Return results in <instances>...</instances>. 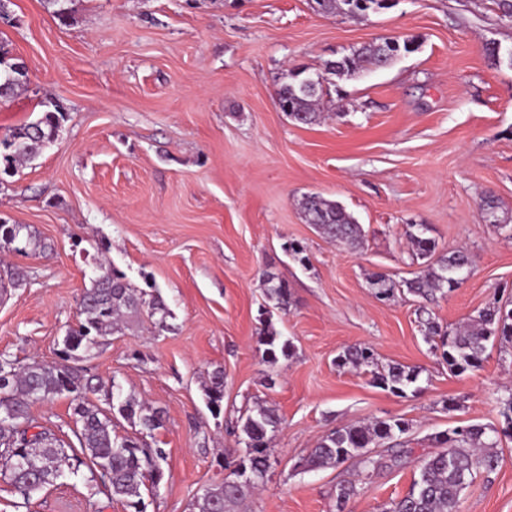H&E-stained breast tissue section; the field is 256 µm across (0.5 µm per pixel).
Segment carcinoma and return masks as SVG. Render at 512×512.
Segmentation results:
<instances>
[{"mask_svg": "<svg viewBox=\"0 0 512 512\" xmlns=\"http://www.w3.org/2000/svg\"><path fill=\"white\" fill-rule=\"evenodd\" d=\"M311 7L322 14L342 13L352 19L364 17L370 11L385 9L383 0H310ZM415 41L405 39L393 48L388 41L372 42L336 60L326 63L325 71L341 79L366 69L388 67L400 52L415 51ZM323 77L290 74V81L281 85L277 100L285 108L288 118L302 125L313 124L320 118L319 106L323 97ZM28 70L24 62L14 57L8 43L0 40V101L9 100L27 89ZM66 113L59 107L45 109L35 121L14 129L0 141V173L17 172L18 168L35 160L58 137ZM301 212L308 224L314 225L332 241L358 248L364 234L360 224L339 203L319 194H310L301 200ZM412 256L422 261L423 269L412 279L396 281L388 275H377L372 285L380 300L395 297L404 291L427 303L436 301L461 286L459 268L473 267L472 254L457 248L448 252L438 250L436 239L430 236L425 224H412L408 232ZM46 249L37 232L28 225L10 227L0 223V250L26 254ZM266 295L283 311L291 306L288 285L267 275ZM147 309L149 317L160 315L162 325L168 315L164 303L156 298L145 299V292L131 284L126 276L109 261H96L95 274L85 289L80 302V316L76 327L63 337L68 352L66 363L33 361L19 365L7 354H0V369L10 378L0 384V474L16 493L29 504L32 494L54 483L64 469L75 473L85 461L91 463L92 478L100 479L109 498L142 512L135 498L140 488L151 482L153 473L165 460L162 448H150L138 438L117 437L112 434V416L87 397L93 391L92 378L72 364L78 353L95 346V339L117 330L132 314ZM419 312L427 315L421 320L424 336L431 348L441 351V357L454 374H463L482 366L489 346L497 343L505 348L512 345V299L495 301L463 324L448 328L428 316L426 306ZM260 342L273 362L278 356L288 357L292 343L281 339L272 324L261 320ZM339 367L368 368L373 382L398 396L408 389L418 393L421 370L401 364L382 365L373 348L365 343L346 347L336 359ZM71 398L77 431L75 436L82 455L68 454L65 441L46 428L35 434L28 430L38 427L31 414L37 403L49 404L57 397ZM207 405L218 414L224 400V371L210 373L204 389ZM109 411L119 414L148 433L163 426V412L147 408L131 398H122L117 386H112L108 398ZM241 433L245 456L236 466L243 468L238 476L231 471L224 479L210 485L195 502L197 512H231L245 500L249 490L264 479L270 467L267 448L282 424L277 409L258 402L241 418ZM407 430L401 418L377 419L367 424H350L325 434L304 459L309 471L335 467L354 460L362 471H375L383 466L400 467L407 463L414 449L404 447L399 436ZM497 430L480 424L456 426L435 436L439 450L419 460L418 478L409 492L382 512H459L460 495L477 474L490 477L499 465ZM383 448L385 454L374 449ZM27 460L22 468L15 466V458ZM356 484L343 481L336 485V512H344L346 504L356 495Z\"/></svg>", "mask_w": 512, "mask_h": 512, "instance_id": "cac0c4a2", "label": "carcinoma"}]
</instances>
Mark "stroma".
Returning <instances> with one entry per match:
<instances>
[{"instance_id":"35a3bbf8","label":"stroma","mask_w":512,"mask_h":512,"mask_svg":"<svg viewBox=\"0 0 512 512\" xmlns=\"http://www.w3.org/2000/svg\"><path fill=\"white\" fill-rule=\"evenodd\" d=\"M61 24L44 0H12L0 38L28 67L26 91L0 102V138L64 107L57 141L0 183V218L34 228L42 254L0 252V273L24 283L0 291V353L20 363L57 361L90 284L98 243L139 288L153 286L165 327L133 317L76 364L104 404L112 386L165 421L145 442L165 449L164 477L143 512H192L246 448L236 422L257 402L283 422L270 468L248 512H335L337 483L356 479L345 512H381L404 496L417 462L357 474L299 463L330 430L390 417L417 453L457 425L502 428L499 397L512 389V348L492 351L460 376L432 353L417 302L377 299L371 277H414L406 231L426 224L440 249L475 259L460 288L430 309L457 325L512 288V68L485 46L512 49V26L493 0H394L359 20L313 12L308 0H73ZM417 49L384 69L327 76L322 117L293 123L276 93L288 73L386 37ZM318 193L362 225V247L330 241L299 203ZM497 208L487 215L485 197ZM300 244L302 256L289 252ZM287 281L293 304L274 309L263 271ZM290 357L270 362L259 343L261 310ZM371 345L382 364L421 370L423 390L398 397L336 358ZM224 372L220 414L202 383ZM460 404L446 408L448 400ZM500 464L461 495L460 512H512V438ZM0 479V512H129L88 468L58 479L29 505Z\"/></svg>"}]
</instances>
